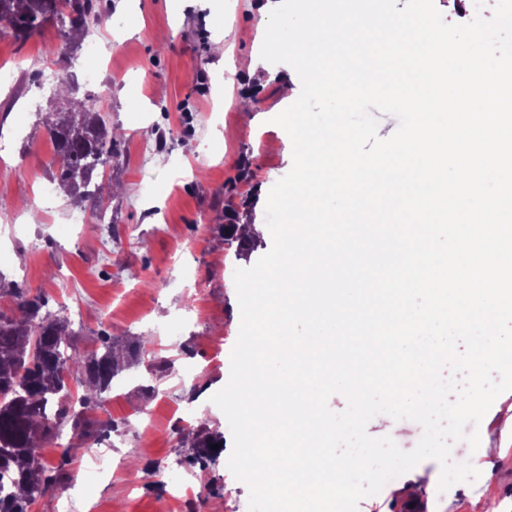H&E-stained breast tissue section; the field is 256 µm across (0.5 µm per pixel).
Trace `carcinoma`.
<instances>
[{"label":"carcinoma","mask_w":512,"mask_h":512,"mask_svg":"<svg viewBox=\"0 0 512 512\" xmlns=\"http://www.w3.org/2000/svg\"><path fill=\"white\" fill-rule=\"evenodd\" d=\"M97 13V0H0V24L20 41L54 19L65 30L82 31ZM47 131L61 155L55 179L77 201L88 199L95 166L116 158L121 142L101 116L77 104L56 113ZM224 242L240 250L253 244L236 235L232 222L224 225ZM2 293L19 314L0 312V512H30L58 479L44 463L42 443L68 425L83 435L84 413L102 407L120 361L109 333L100 335L102 350L81 352L73 347L66 319L48 309L45 297L17 285L0 286Z\"/></svg>","instance_id":"cac0c4a2"}]
</instances>
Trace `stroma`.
<instances>
[{
    "label": "stroma",
    "instance_id": "stroma-1",
    "mask_svg": "<svg viewBox=\"0 0 512 512\" xmlns=\"http://www.w3.org/2000/svg\"><path fill=\"white\" fill-rule=\"evenodd\" d=\"M259 0H98V19L82 39L66 41L56 21L24 41L0 28V68L14 70L0 84V276L24 280L44 295L51 310L80 307L77 350L99 348L100 332L117 344L151 337L148 353L126 360L113 377L103 407L88 411L92 426L71 438V454L46 442L42 455L62 466L58 483L31 512H161L174 489L167 477L136 483L138 468L158 467L171 454L190 455V429L221 433L224 448L209 463L202 487L204 512H249V490L228 468L233 441L224 413L211 401L229 381L231 352L240 327L234 273L253 266L272 246L260 237L249 254L225 243L230 213L266 221L273 186L292 168V143L273 119L288 106L279 83L297 76L285 63L265 64L250 77L242 59L261 53ZM223 41V55L212 45ZM100 45L103 69L97 85L83 79L86 43ZM76 89L91 111L122 138L112 178L101 197L110 224L63 229L69 215L89 203L43 198L53 180L55 150L41 112L62 107L53 89L37 90L48 75ZM209 91L199 94L200 81ZM248 162L247 177L239 165ZM512 390L500 394L482 419V446L451 447V459L480 472L471 483L440 491L441 465L425 459L396 477L411 487L423 512H512V426L504 416ZM367 433L413 450L422 427L386 414ZM112 438V469L91 476L89 446Z\"/></svg>",
    "mask_w": 512,
    "mask_h": 512
}]
</instances>
